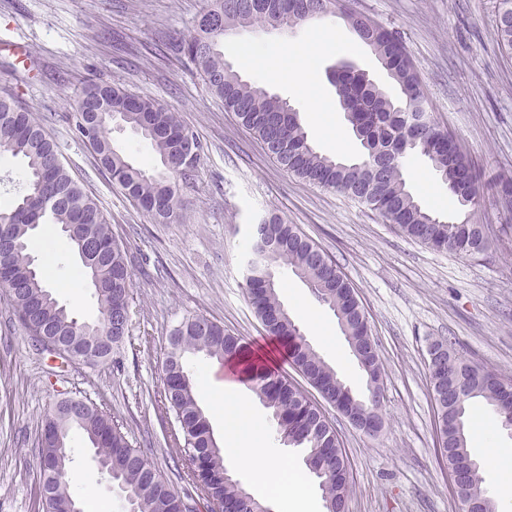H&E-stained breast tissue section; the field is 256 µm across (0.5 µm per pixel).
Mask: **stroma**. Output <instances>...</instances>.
I'll return each instance as SVG.
<instances>
[{"instance_id": "35a3bbf8", "label": "stroma", "mask_w": 512, "mask_h": 512, "mask_svg": "<svg viewBox=\"0 0 512 512\" xmlns=\"http://www.w3.org/2000/svg\"><path fill=\"white\" fill-rule=\"evenodd\" d=\"M205 0H0V98L42 120L62 159L95 196L132 272L129 332L112 357L74 365L36 351L0 292V512H43L37 461L47 411L64 395L87 397L123 423L180 495L196 497L184 475L188 455L176 445V423L159 402L171 330L189 316L219 322L246 343L268 336L244 288V259L253 224L269 211L321 247L355 287L382 362V430H356L331 404L351 472L349 512H460L438 457L427 348L445 340L457 355L512 378V215L484 199L473 222L491 225L487 251L465 257L433 250L399 232L376 212L289 174L223 102L208 92L185 59L159 54L156 43L188 36ZM404 41L430 110L441 129L488 177L512 178V55L498 46L494 0H350ZM321 26L337 47L315 58L317 91L328 121L309 120L308 102L289 78L269 80L244 67L243 51L287 62V47L309 45V24L293 31L240 29L224 40V59L244 79L267 86L300 113L308 137L332 156V132L346 129L328 75L346 56L379 83L376 57L336 18ZM91 85H117L178 112L204 145L198 173L181 186L176 220L154 224L112 184L95 155L71 130ZM52 267L49 286L65 300L64 282L82 268L59 235L30 250ZM279 296L294 299L335 324L307 285L279 271ZM73 464L93 479L74 488L83 512H128L85 436L72 432Z\"/></svg>"}]
</instances>
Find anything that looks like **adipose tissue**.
I'll return each instance as SVG.
<instances>
[{"mask_svg":"<svg viewBox=\"0 0 512 512\" xmlns=\"http://www.w3.org/2000/svg\"><path fill=\"white\" fill-rule=\"evenodd\" d=\"M288 352L280 344L246 348L243 358L214 365L210 373L223 377L219 395L214 396L211 409L224 420V441L242 467L268 480L291 469L287 458L275 455L268 446L266 425L253 413L245 392L253 369L272 371L287 360Z\"/></svg>","mask_w":512,"mask_h":512,"instance_id":"1","label":"adipose tissue"}]
</instances>
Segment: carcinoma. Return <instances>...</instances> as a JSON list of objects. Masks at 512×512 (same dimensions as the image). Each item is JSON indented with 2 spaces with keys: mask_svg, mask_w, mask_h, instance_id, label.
Wrapping results in <instances>:
<instances>
[{
  "mask_svg": "<svg viewBox=\"0 0 512 512\" xmlns=\"http://www.w3.org/2000/svg\"><path fill=\"white\" fill-rule=\"evenodd\" d=\"M207 0L188 37L157 46L189 60L209 92L236 115L243 127L265 146L267 154L288 173L331 189L378 213L404 235L437 250L475 256L489 246L490 228L469 218L449 222L425 207L407 186L403 168L411 155L427 159L461 209L471 211L482 201V177L472 168L452 135L439 129L426 108V94L403 41L368 16L351 9L348 0ZM328 16L346 23L386 70L398 91L392 96L352 62L342 58L331 70L346 120L364 149V158L345 162L319 153L308 141L298 113L289 103L257 83L243 79L224 61V36L240 28L288 22V29ZM496 36L502 50L512 53V0H495ZM148 140L162 168L154 173L134 165L109 136L112 114ZM76 137L96 155L112 183L155 224H168L181 206L180 185L200 166L204 146L197 134L166 105L134 97L117 86L87 90L71 116ZM192 134L197 153L186 168L181 164V142ZM24 160L27 180L13 206L0 212V287L8 291L12 309L30 335L40 334L79 346H93L97 365L112 356L126 332L114 326L115 317L129 314L132 274L125 246L116 240L98 203L64 163L56 143L33 113L0 99V153ZM497 203L512 213V180L500 182ZM41 224H55L69 246L82 253L92 245L83 263L90 278L102 319L88 323L59 303L33 265L29 248ZM250 274L246 288L256 316L267 334L288 345L294 368L319 395L333 404L353 426L375 435L382 426L370 419L373 396H354L335 369L311 346L281 302L276 273L288 267L306 283L317 299L335 315L359 369L368 377L379 375L382 363L368 318L355 289L335 263L295 225L270 213L254 232L250 246ZM163 364L160 402L178 426V443L190 454L187 478L201 495L234 512H260L264 504L248 493L230 474L224 450L218 447L209 421L197 399L195 371L189 356L202 354L229 361L240 358L241 337L224 330L205 316L184 318L169 336ZM438 352L428 361L429 383L435 404V431L442 463L466 492L482 499V512H496L493 500L481 487L467 444L468 407L480 398L507 427L512 417V380L456 356L447 342L435 341ZM251 389L270 410L280 438L305 450V465L318 484L326 512H345L350 481L348 462L336 429L321 405L292 379L279 373H256ZM81 430L94 449L112 485L132 503L133 512H192L163 474L138 448L132 447L123 425L102 406L81 399L69 407L56 403L41 428L38 461L44 512L73 500L65 480L71 462L68 444L72 429Z\"/></svg>",
  "mask_w": 512,
  "mask_h": 512,
  "instance_id": "cac0c4a2",
  "label": "carcinoma"
}]
</instances>
